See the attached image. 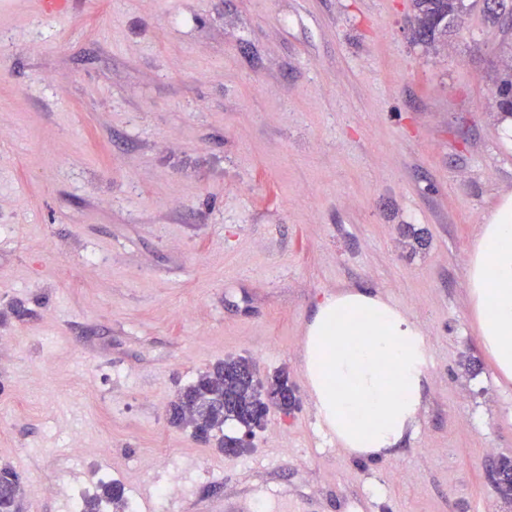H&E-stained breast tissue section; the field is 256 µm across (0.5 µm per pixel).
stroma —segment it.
I'll list each match as a JSON object with an SVG mask.
<instances>
[{
	"instance_id": "obj_1",
	"label": "stroma",
	"mask_w": 512,
	"mask_h": 512,
	"mask_svg": "<svg viewBox=\"0 0 512 512\" xmlns=\"http://www.w3.org/2000/svg\"><path fill=\"white\" fill-rule=\"evenodd\" d=\"M413 14L72 0L55 18L0 0V464L25 512H69L104 471L139 512H512L487 477L512 459V381L466 288L512 188V30L478 5L426 49ZM352 286L427 341L418 422L377 461L321 428L301 366L315 302ZM230 356L296 395L236 457L167 415Z\"/></svg>"
}]
</instances>
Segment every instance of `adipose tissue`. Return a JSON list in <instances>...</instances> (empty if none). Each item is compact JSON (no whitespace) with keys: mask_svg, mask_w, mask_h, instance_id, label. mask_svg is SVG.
<instances>
[{"mask_svg":"<svg viewBox=\"0 0 512 512\" xmlns=\"http://www.w3.org/2000/svg\"><path fill=\"white\" fill-rule=\"evenodd\" d=\"M467 288L482 344L512 380V191L484 217ZM301 353L317 413L341 447L366 459L392 455L424 401L421 329L381 293L352 287L315 303Z\"/></svg>","mask_w":512,"mask_h":512,"instance_id":"ef3b65f1","label":"adipose tissue"}]
</instances>
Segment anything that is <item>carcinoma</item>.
I'll return each instance as SVG.
<instances>
[{
    "label": "carcinoma",
    "instance_id": "cac0c4a2",
    "mask_svg": "<svg viewBox=\"0 0 512 512\" xmlns=\"http://www.w3.org/2000/svg\"><path fill=\"white\" fill-rule=\"evenodd\" d=\"M416 14L413 25L418 34L416 44L428 47L448 35L454 20L470 8L466 0H414ZM296 405L288 374L280 371L259 386L251 362L245 358H228L199 373L194 381L179 391L170 405V421L176 426L200 430L213 438L224 431V424L235 422L240 428L252 429L260 416L272 407L287 414ZM502 498L512 502V460L497 463ZM0 489L12 495L0 504L4 512H24V479L14 467L0 466ZM110 505L125 512L127 499L124 486L116 481L103 483L99 490L85 498L83 512H102Z\"/></svg>",
    "mask_w": 512,
    "mask_h": 512
}]
</instances>
